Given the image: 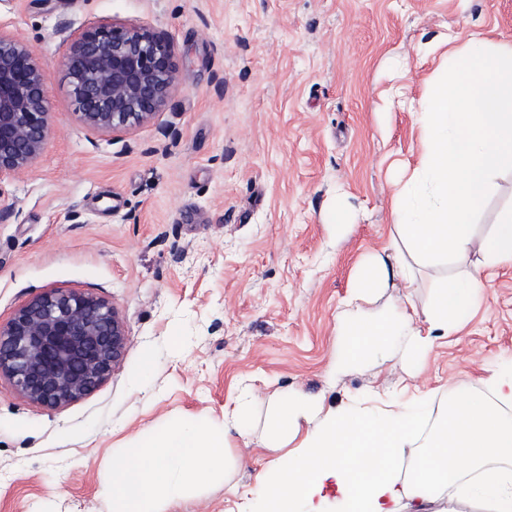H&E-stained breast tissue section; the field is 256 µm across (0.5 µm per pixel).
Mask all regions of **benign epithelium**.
Instances as JSON below:
<instances>
[{"instance_id":"7a95c632","label":"benign epithelium","mask_w":512,"mask_h":512,"mask_svg":"<svg viewBox=\"0 0 512 512\" xmlns=\"http://www.w3.org/2000/svg\"><path fill=\"white\" fill-rule=\"evenodd\" d=\"M62 67L80 121L97 132L144 124L175 85V50L164 37L114 22L65 24ZM48 73L19 37L0 32V180L24 175L52 124ZM128 342L119 310L91 293L51 289L0 324V376L28 401L59 409L120 367Z\"/></svg>"}]
</instances>
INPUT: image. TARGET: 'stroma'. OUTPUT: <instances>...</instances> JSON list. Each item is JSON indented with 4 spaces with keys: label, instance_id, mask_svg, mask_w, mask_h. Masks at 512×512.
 <instances>
[{
    "label": "stroma",
    "instance_id": "35a3bbf8",
    "mask_svg": "<svg viewBox=\"0 0 512 512\" xmlns=\"http://www.w3.org/2000/svg\"><path fill=\"white\" fill-rule=\"evenodd\" d=\"M148 28L175 48L165 106L95 133L60 66L61 21ZM0 30L49 74L52 128L26 175L0 181V322L50 289L113 303L123 363L84 398L34 404L0 377V512H112V459L172 422L220 428L248 401L230 471L163 512H258L269 404L301 391L323 411H372L481 388L512 364V265L463 261L487 288L410 378L397 352L337 368L338 326L365 257L391 251L392 209L419 162L417 116L470 35L512 42V0H0ZM351 224L337 230L335 205ZM443 271L394 277L373 307L429 305ZM151 367H144V357ZM252 446H245V438Z\"/></svg>",
    "mask_w": 512,
    "mask_h": 512
}]
</instances>
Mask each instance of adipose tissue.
Instances as JSON below:
<instances>
[{
	"label": "adipose tissue",
	"instance_id": "obj_1",
	"mask_svg": "<svg viewBox=\"0 0 512 512\" xmlns=\"http://www.w3.org/2000/svg\"><path fill=\"white\" fill-rule=\"evenodd\" d=\"M423 152L418 171L426 189L406 195L394 211L410 260L389 266L367 258L356 272L357 292L339 324L345 346L340 366L354 365L399 348L404 361L425 356L434 336H449L483 297L482 281L470 271L443 280L423 311L425 328L414 325L406 304L372 310L366 303L389 287L410 262L442 265L478 251L487 266L512 265V207L492 231L478 236L475 217L494 177L512 172V43L487 50L474 38L447 80L434 85L420 113ZM485 390L458 387L434 423L412 476L399 479V460L424 416L423 405L396 404L374 416L345 404L319 414L318 403L296 392L277 395L264 440L281 446L298 432L306 437L290 458L270 463L259 496L264 512H324L326 485H334L336 512H432L440 489L478 492L493 512H512V366L493 372ZM174 422L121 449L112 464L113 512H158L163 501L181 499L206 474L227 469L230 431Z\"/></svg>",
	"mask_w": 512,
	"mask_h": 512
}]
</instances>
